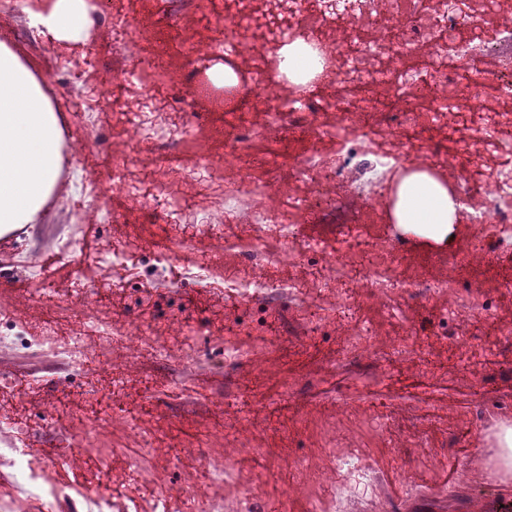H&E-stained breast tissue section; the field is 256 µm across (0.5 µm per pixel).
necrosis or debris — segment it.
I'll return each instance as SVG.
<instances>
[{
  "label": "necrosis or debris",
  "mask_w": 512,
  "mask_h": 512,
  "mask_svg": "<svg viewBox=\"0 0 512 512\" xmlns=\"http://www.w3.org/2000/svg\"><path fill=\"white\" fill-rule=\"evenodd\" d=\"M346 10L332 13L323 0H209L206 24L220 31L213 47L229 46L249 51L254 76L236 86L239 98L263 104L268 122L264 138H276L277 154L285 160L286 175L254 172L238 167L249 151L242 115L236 105L226 108L224 164H203L197 190L214 195L213 205L185 234L165 238L148 250L146 266L128 263L121 243L106 245L93 259L112 266L121 278L148 274L151 281L167 283V272L177 246L207 237L224 244V268L215 271L203 262L184 270L183 279L210 280L231 298L266 309L281 297L310 312L323 288L337 284L332 316L342 322L355 318L350 302L356 288L372 283L383 301L402 289L392 273L393 250L365 236L384 205L383 189L392 175L418 164L452 178V189L469 223L485 231L479 248L501 269L502 286L497 300L512 297V0H464L470 22L486 31L485 39L472 40L457 19L448 15L441 0H346ZM92 15L111 18L115 46L133 55L140 64L143 81L131 112L118 116V125L136 143L154 146L156 166L171 170L173 148L192 136L194 125L187 99H169L167 111L153 105L154 77L163 75L167 30L175 17L166 8L152 30L137 24L139 0H88ZM303 41L309 49L313 80L320 93L304 100L285 96L272 54L289 41ZM62 74L77 90L91 89L84 106L94 117L98 101L109 99L113 87H129L122 68L105 70L95 55H87L79 70ZM96 151L87 167L110 165L113 187L139 208L147 221L176 224L180 221V196L173 185L157 181L152 173H131L125 160L111 156V131L92 126ZM231 179H224V171ZM288 190H281V183ZM328 215L337 224L334 246L301 236L302 224ZM277 248H270V239ZM323 255L308 279L282 284L272 280L273 270L284 263L304 261L306 255ZM177 292L178 283H167ZM424 299L448 297V306L438 310L433 325L447 326L461 311H469V330H482L485 318L479 295L457 290L452 279L424 283ZM75 306L71 334L58 348L73 367L96 366L91 382L90 414L83 421L86 438L97 435L98 423L120 417L137 429V415L123 404L125 381L109 361L96 358L86 344L98 335L105 344L119 343L128 356L148 354L165 360L215 367L239 361H255L249 345L228 337L224 350L215 355L198 346L174 347L155 340L147 342L142 325L123 324L117 332L99 330L96 313L103 304L101 290L84 286L72 295ZM60 311L43 322L33 334L18 316L0 312V347L31 349L41 346L61 325ZM10 423L0 424V461L13 468L14 479L24 494L47 501L72 495L81 497L84 512H141L149 502L150 512H268L257 481L244 469L245 463L264 461V449L253 447L249 437L238 435L225 449L223 462L211 458L207 442H200V478L177 490L157 483L145 461L157 448L154 436L141 438L142 446L131 454L123 448H95L93 460L108 472L113 458H121L133 486L113 493L78 490L48 483L46 470L60 464L58 454L45 456L33 467ZM283 497L297 489L298 475L322 488L309 503V512H349L359 486H374L377 472L370 458L355 448H327L321 464L289 456L277 468ZM207 484L231 488V496L215 498L204 493Z\"/></svg>",
  "instance_id": "4bbe7bcc"
}]
</instances>
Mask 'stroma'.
<instances>
[{"label": "stroma", "instance_id": "35a3bbf8", "mask_svg": "<svg viewBox=\"0 0 512 512\" xmlns=\"http://www.w3.org/2000/svg\"><path fill=\"white\" fill-rule=\"evenodd\" d=\"M112 23L92 25L85 40H61L44 33L35 39L11 38L10 47L21 57L44 86L52 89V101L61 118L67 119L85 150L95 147L88 137L84 109L57 70L60 58L81 64L88 51L99 53L105 67H112ZM216 59L191 63L182 54L169 62L167 83L177 91L185 75L204 90L192 107L203 121L224 122V99L220 86L210 83L208 71ZM180 170L191 172L201 161L224 159L223 140L195 131L188 149L175 153ZM74 190L59 185L48 211L49 223L26 232L0 238V309L20 315L31 326H39L45 307L37 301H21L19 295L30 263L41 265L43 288L66 294L75 281L98 285L111 282L110 272L89 263L60 259L55 240L63 235L84 237L89 247L115 241L134 250L144 249L165 231L164 225L145 222L141 212L130 210L119 194L106 199L115 223L96 227L75 223L66 204ZM375 236L391 242L397 260L396 277L415 285L453 277L460 287H478L495 296L501 281L497 267L464 256L477 235L469 224H461L456 239L446 250H437L400 240L391 221L373 224ZM456 256L448 264V256ZM360 320L371 322L379 332L380 350L366 357L347 353V340L356 332L352 322L324 323L310 331L297 306L282 300L275 310L272 333L265 337L260 364L214 370L192 364L161 363L144 355L131 359L120 348L105 350L98 337L87 339L89 349L110 353L118 371L127 375L129 399L140 396L145 384L174 382L187 387L188 396L167 403L159 410L144 409L139 431L129 430L121 420L104 422L100 434L118 447H135L139 432L157 435L161 448L184 449L179 469H170L163 457L154 460L156 478L166 487L177 488L196 480L199 462L195 447L208 439L210 447H223L240 420L254 446L266 449L269 474L260 482L268 501L281 497V486L273 474L283 455L297 453L318 458L327 442L363 449L379 473L382 492H365L358 512H501L512 505V482L503 483L486 461L491 455L485 436L493 415L512 418V301L493 306L487 313L489 336L463 341V355L449 359L448 349L461 341V331L449 326L447 333L419 336L428 362L399 350L404 324L422 327L443 299L421 303L417 293L400 294L391 310L367 291L355 293ZM143 317L146 336L169 340L175 345L202 343L214 351L224 348L232 331V319L253 323L256 307L233 308L214 288L202 282L184 284L180 294L167 290L136 293L114 288L97 317L115 327L132 317ZM246 385L254 399L225 415V425L213 431L214 400L223 396L230 382ZM89 400L87 377L57 362L49 346L28 351L0 348V414L15 417L23 427L22 437L31 459L50 452L68 454L80 446L79 419ZM388 404L391 417L379 418L369 411L371 401Z\"/></svg>", "mask_w": 512, "mask_h": 512}]
</instances>
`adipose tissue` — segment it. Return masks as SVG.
<instances>
[{"label":"adipose tissue","instance_id":"1","mask_svg":"<svg viewBox=\"0 0 512 512\" xmlns=\"http://www.w3.org/2000/svg\"><path fill=\"white\" fill-rule=\"evenodd\" d=\"M85 0H55L47 12H29L31 26L56 37L81 38ZM64 137L61 119L43 84L13 49L0 41V237L46 223L47 202L58 185ZM394 230L437 249L452 245L460 211L447 185L425 171L396 187Z\"/></svg>","mask_w":512,"mask_h":512}]
</instances>
